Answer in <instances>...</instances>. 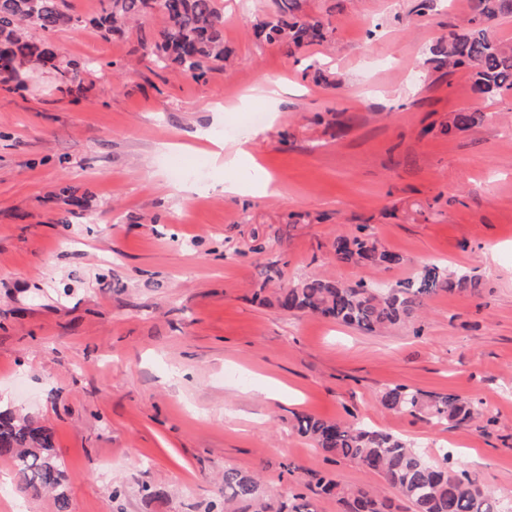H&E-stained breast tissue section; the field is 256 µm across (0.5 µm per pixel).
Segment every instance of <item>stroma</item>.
I'll return each mask as SVG.
<instances>
[{
  "label": "stroma",
  "instance_id": "1",
  "mask_svg": "<svg viewBox=\"0 0 512 512\" xmlns=\"http://www.w3.org/2000/svg\"><path fill=\"white\" fill-rule=\"evenodd\" d=\"M221 2L227 62L203 79L142 60L138 30L107 41L86 25L52 37L61 62L99 61L81 90L49 68L0 83V405L52 430L71 512H209L229 467L277 506L297 485L313 512H340L316 491L329 474L405 512L313 448L302 414L451 455L512 512V90L486 98L469 69L439 64L467 0H299L333 32L291 56L254 36L278 0ZM267 79L280 95L248 99ZM464 109L484 122L449 131ZM252 110L255 164L215 166L212 142ZM182 162L204 169L205 201L182 198ZM258 165L277 195H224ZM360 225L401 264L336 262L331 239ZM430 263L481 292L439 293L375 333L276 305L305 277L390 286ZM396 385L484 417L384 409ZM12 473L0 458V512H56Z\"/></svg>",
  "mask_w": 512,
  "mask_h": 512
}]
</instances>
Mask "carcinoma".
Here are the masks:
<instances>
[{"label": "carcinoma", "instance_id": "carcinoma-1", "mask_svg": "<svg viewBox=\"0 0 512 512\" xmlns=\"http://www.w3.org/2000/svg\"><path fill=\"white\" fill-rule=\"evenodd\" d=\"M298 10V0H284L278 15L260 22L256 37L279 44L290 56L325 40L330 29L320 21L302 19L296 15ZM154 13L162 15L164 25L158 34L138 39L141 57L197 80L224 62V13L217 0H107L94 23L101 37L109 39L123 36L130 23L142 26ZM508 15H512V0H471L467 30L451 35L448 48L438 50L441 63L471 69L474 87L488 97L512 89V48L489 37L484 28L487 20ZM82 25V17L66 11L65 0H0V55L51 64L56 59L53 45L44 38L32 39L27 31L45 35ZM480 120L478 112H456L451 125L465 130ZM331 252L338 262L372 268L387 269L401 261L362 228L336 236ZM478 286L468 274L446 276L439 266L428 265L416 279L386 289L371 282L345 286L304 278L291 288L278 289L277 304L285 312L304 311L373 333L415 319L431 295L474 293ZM380 403L395 412L427 413L438 422L455 424H469L481 414L477 404L455 394H427L403 385L384 391ZM298 432L314 447L379 477L409 504L411 512H502L499 499L477 484L462 465L433 463L409 442L389 433L314 415L298 417ZM52 448L50 429L9 408L0 409V457L12 462L19 489L33 497L54 491L57 512H69V498L62 489L65 467ZM223 482V501L213 503L212 512H232L235 506L245 512L254 505L256 512H270L269 491L253 474L227 468ZM318 488L335 496L343 512H392V501L370 488L347 490L331 477L322 478Z\"/></svg>", "mask_w": 512, "mask_h": 512}]
</instances>
